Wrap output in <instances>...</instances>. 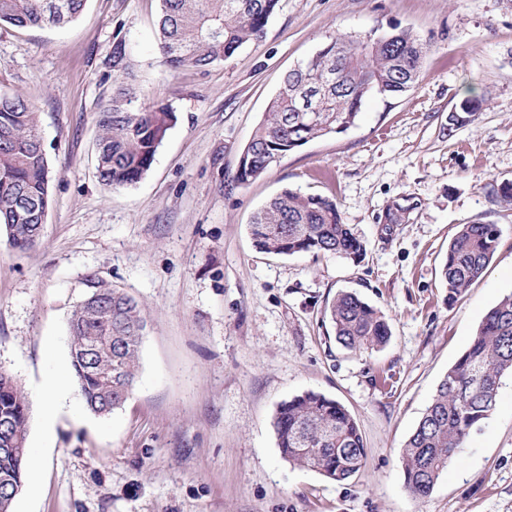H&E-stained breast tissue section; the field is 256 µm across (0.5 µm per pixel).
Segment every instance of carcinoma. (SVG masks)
Instances as JSON below:
<instances>
[{
  "label": "carcinoma",
  "instance_id": "obj_1",
  "mask_svg": "<svg viewBox=\"0 0 512 512\" xmlns=\"http://www.w3.org/2000/svg\"><path fill=\"white\" fill-rule=\"evenodd\" d=\"M158 48L173 70L205 68L265 34L279 0H160ZM86 0H0V24L63 26L79 18ZM366 43L336 58L340 36L288 71L241 152L236 179L262 176L288 152L354 127L370 96L398 97L416 85L428 45L409 28L371 31ZM343 81L329 86L330 67ZM120 82L98 113L96 171L106 189L132 186L150 171L177 117L169 105L140 101L130 82L125 45L112 50ZM52 171L38 132L37 113L21 97L0 93V229L18 251L32 249L51 204ZM255 247L276 255L339 254L356 260L365 245L345 223L335 199L285 188L249 224ZM495 224H460L448 242L441 276L448 299L462 296L484 274L499 243ZM68 322L74 379L86 409L108 415L134 388L146 320L138 301L94 276ZM326 315L336 341L349 350L387 343L388 321L357 294L341 291ZM512 373V294L482 318L477 334L439 383L418 426L400 452L405 485L415 497L431 493L464 450L470 431L494 410L501 379ZM28 394L0 373V512H10L27 478ZM281 456L344 482L365 465L359 427L339 402L312 390L283 403L273 422Z\"/></svg>",
  "mask_w": 512,
  "mask_h": 512
}]
</instances>
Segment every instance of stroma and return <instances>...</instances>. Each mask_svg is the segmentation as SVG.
<instances>
[{"instance_id":"obj_1","label":"stroma","mask_w":512,"mask_h":512,"mask_svg":"<svg viewBox=\"0 0 512 512\" xmlns=\"http://www.w3.org/2000/svg\"><path fill=\"white\" fill-rule=\"evenodd\" d=\"M160 0H87L56 28L0 25V93L38 115L53 173L39 245L0 233V371L29 397L27 455L39 491L11 512H512V376L432 492L413 497L400 450L484 314L512 293V0H280L264 36L207 68L172 71L156 40ZM412 29L429 46L410 92L370 97L357 125L236 181L240 154L285 73L339 34ZM177 116L148 174L98 181L97 114L112 49ZM467 98L480 105L449 129ZM336 199L366 251L256 250L254 213L283 188ZM495 224L498 248L457 300L441 278L458 225ZM94 275L140 303L148 328L125 406L86 412L69 366L68 318ZM357 293L387 318L378 348L335 340L326 305ZM69 380L53 432L41 385ZM314 390L355 418L365 467L345 483L285 460L273 419Z\"/></svg>"}]
</instances>
